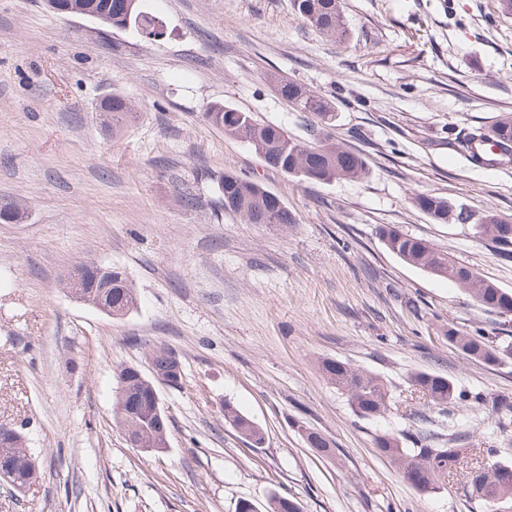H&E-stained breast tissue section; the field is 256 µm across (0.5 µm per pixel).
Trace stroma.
Masks as SVG:
<instances>
[{"label":"stroma","mask_w":512,"mask_h":512,"mask_svg":"<svg viewBox=\"0 0 512 512\" xmlns=\"http://www.w3.org/2000/svg\"><path fill=\"white\" fill-rule=\"evenodd\" d=\"M165 36L147 41L45 0H0V418L27 423L37 478L0 483V512H237L274 494L303 512H498L457 486L424 494L375 452L376 435L427 428L470 446L512 442V362L489 367L449 328L506 331L512 316L403 263L384 225L426 240L500 287L512 261L466 224H439L426 193L512 218V163L473 164L458 132L512 114V14L498 0H342L345 43L293 16L290 0H143ZM336 106L333 136L369 175L308 184L268 167L202 118L223 103L309 137L273 80ZM133 120L111 134L102 97ZM260 181L293 224H246L216 183ZM191 192L194 204L182 201ZM78 262L123 271L137 310L112 319L71 295ZM178 352L181 386L159 390L164 453L131 448L113 418L116 377ZM337 359L384 377L392 402L364 419L319 370ZM442 374L480 395L447 411L408 376ZM234 404L266 432L253 447L224 422ZM311 428L333 456L309 448ZM98 112L102 125L108 131H112V134L120 131L135 113L131 102L118 93L103 98L99 103Z\"/></svg>","instance_id":"1"}]
</instances>
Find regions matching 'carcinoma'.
<instances>
[{
  "instance_id": "cac0c4a2",
  "label": "carcinoma",
  "mask_w": 512,
  "mask_h": 512,
  "mask_svg": "<svg viewBox=\"0 0 512 512\" xmlns=\"http://www.w3.org/2000/svg\"><path fill=\"white\" fill-rule=\"evenodd\" d=\"M73 5L84 6L93 19L119 30L132 29L151 36L159 24L157 16L144 10L142 0H73ZM291 6L297 19L320 33L340 43L347 40L348 29L340 0H291ZM276 90L284 99L300 101V111L314 116L312 141H298L280 126L258 123L250 113L221 103L208 106L202 116L212 126L246 142L268 166L304 182L327 184L336 179L359 180L368 175L362 155L343 150L333 142L331 127L336 113L330 101L293 80L277 81ZM98 112L104 128L115 134L133 116V106L125 96L113 93L100 101ZM455 140L469 159L478 163L481 159L476 148L492 141L501 153L488 159V164L508 163L512 161V116L500 118L488 130L475 127ZM218 191L224 211L240 216L248 224L294 223L288 206L256 181L226 174L218 183ZM412 204L435 222L446 224L451 219L470 225L474 236L491 242L501 258L512 259V227L507 229L498 223L496 215L488 213L474 219L464 208L424 193L415 195ZM379 235L385 247L406 264L456 284L490 312L501 316L512 313L511 290L481 277L424 240L393 226L381 227ZM73 284L78 286V291L88 294H97L101 287L112 286L114 319H122L137 308L136 290L117 268L77 262L69 272L66 287ZM448 343L486 365L496 366L512 360L511 342L499 341L480 330L468 332L450 328ZM320 368L336 389L347 393L358 416L377 417L390 406L391 390L382 377L341 360H324ZM408 381L413 392L441 411L450 403L469 399V393L457 390L452 381L438 373L416 371L409 375ZM117 388L137 399V405L131 410L124 408L114 413L115 420L132 429V434L147 445L161 442L163 431L154 424L153 389L149 383L138 379L136 367L120 370ZM224 421L248 443L264 444L263 429L231 403L224 405ZM303 433L309 447L321 454L329 452L330 442L320 432L305 428ZM459 442L460 438H451L448 447L443 448L433 444L432 437L418 435L412 441L413 447L407 448L403 438L395 434L383 433L374 439L379 454L401 466L404 475H409L410 469L416 467L425 471L426 481L418 486L421 491L440 490L455 483L462 487L465 496L478 503H486L497 495L512 500V465L500 460L501 456L511 454L512 449L461 448ZM35 471V461L26 442L0 440V472L8 475L5 483L14 491L29 487ZM243 508L245 512H302L295 498L277 494L270 497L263 509L246 504Z\"/></svg>"
}]
</instances>
